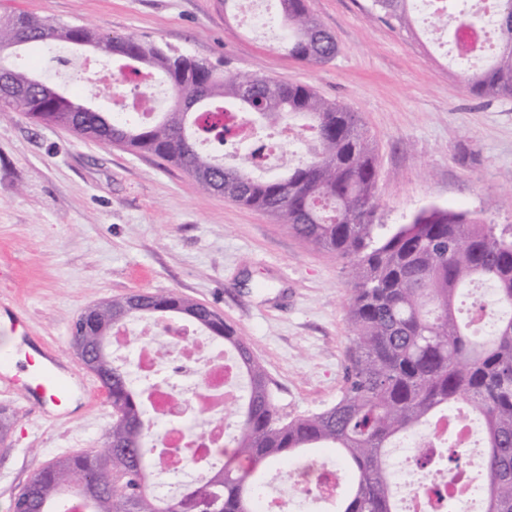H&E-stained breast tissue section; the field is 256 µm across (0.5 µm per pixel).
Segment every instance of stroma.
Instances as JSON below:
<instances>
[{
    "mask_svg": "<svg viewBox=\"0 0 512 512\" xmlns=\"http://www.w3.org/2000/svg\"><path fill=\"white\" fill-rule=\"evenodd\" d=\"M336 39L331 61L289 57L280 35L255 37L224 0H0V16L24 11L101 36L166 44L234 73L312 87L357 112L377 156L379 223H409L430 206L484 224L512 225V99L468 92L420 33L375 18L370 0H309ZM59 67L50 46L27 44L19 61L67 93L112 109L117 78L99 55L68 45ZM0 297L28 320L34 339L74 359L71 327L99 301L135 291H175L204 303L250 345L272 381L279 413L333 405L352 332L351 266L271 214L198 189L152 156L77 137L0 112ZM12 427L0 445V512L53 457L100 447L112 404L99 390L58 424L18 395L0 394Z\"/></svg>",
    "mask_w": 512,
    "mask_h": 512,
    "instance_id": "35a3bbf8",
    "label": "stroma"
}]
</instances>
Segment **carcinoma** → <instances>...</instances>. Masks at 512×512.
I'll list each match as a JSON object with an SVG mask.
<instances>
[{
  "mask_svg": "<svg viewBox=\"0 0 512 512\" xmlns=\"http://www.w3.org/2000/svg\"><path fill=\"white\" fill-rule=\"evenodd\" d=\"M409 0H372L379 17L408 31ZM285 48L296 60L321 64L338 46L308 9L307 0H280ZM475 15L468 0H446L439 21L462 25ZM497 36L489 64L466 78L480 98H512V0H495ZM32 42L95 40L99 54L137 74L155 71L174 97L170 111L149 121L128 113L78 112L77 101L38 97L33 74L6 59L19 47L17 27ZM0 112H23L87 140L150 154L182 169L198 187L264 210L305 241L352 265L348 309L353 344L336 403L285 420L268 377L249 344L208 306L174 291L135 292L86 308L72 326V346L95 348L104 332L157 314L188 319L235 353L245 376L238 428L224 464L200 485L164 493L151 481L156 467L150 437L167 423L144 405L142 386L128 364L104 372L112 426L104 446L53 458L31 479L24 502L10 512H261L264 469L319 448L336 450L349 469L347 492L332 512H400L401 491L412 481L394 469L395 444L431 426L446 410L466 404L479 422L486 453L481 479L472 482L477 512H512V231L466 214L431 207L409 224L372 223L376 163L356 113L320 97L305 84L257 74L226 75L206 61L125 35L101 37L86 27L25 13L0 17ZM253 114L272 127L286 114L302 117L313 142L306 160L263 178L251 162L227 166L209 150L224 142V109ZM492 285L499 314L492 329L460 317L459 294L473 282ZM414 468L460 467L462 452L445 443L438 452L412 449Z\"/></svg>",
  "mask_w": 512,
  "mask_h": 512,
  "instance_id": "1",
  "label": "carcinoma"
}]
</instances>
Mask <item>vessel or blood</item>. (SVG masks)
<instances>
[{"mask_svg": "<svg viewBox=\"0 0 512 512\" xmlns=\"http://www.w3.org/2000/svg\"><path fill=\"white\" fill-rule=\"evenodd\" d=\"M0 326L9 338L0 345V392H20L22 399L37 408L56 402V393L78 387L90 396L87 377L64 362L52 346L35 342L28 334L25 316L12 304L0 301Z\"/></svg>", "mask_w": 512, "mask_h": 512, "instance_id": "b4317fda", "label": "vessel or blood"}]
</instances>
